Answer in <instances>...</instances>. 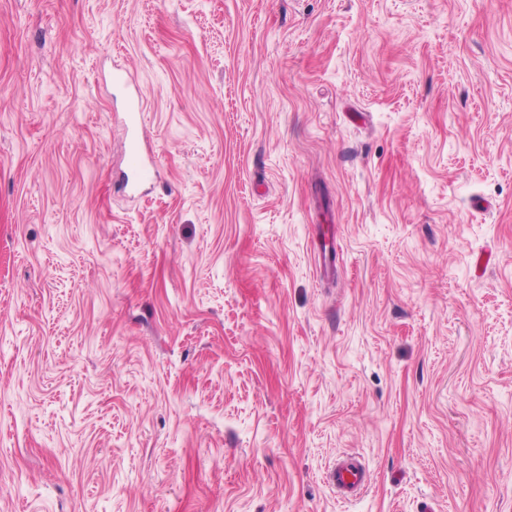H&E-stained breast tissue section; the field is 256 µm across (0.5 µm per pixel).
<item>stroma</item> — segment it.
Masks as SVG:
<instances>
[{
    "mask_svg": "<svg viewBox=\"0 0 512 512\" xmlns=\"http://www.w3.org/2000/svg\"><path fill=\"white\" fill-rule=\"evenodd\" d=\"M0 512H512V0H0ZM139 102L132 103V112H129V122L127 124V137L129 143V170L132 176V185L141 182L151 181L153 179L152 168L146 165L139 152V124L137 117H141V113H137ZM313 256L323 276L336 273L338 253L334 244L332 226H319L315 230ZM333 480L337 497L342 500H351L365 486L367 472L359 460L346 459L336 463Z\"/></svg>",
    "mask_w": 512,
    "mask_h": 512,
    "instance_id": "35a3bbf8",
    "label": "stroma"
}]
</instances>
